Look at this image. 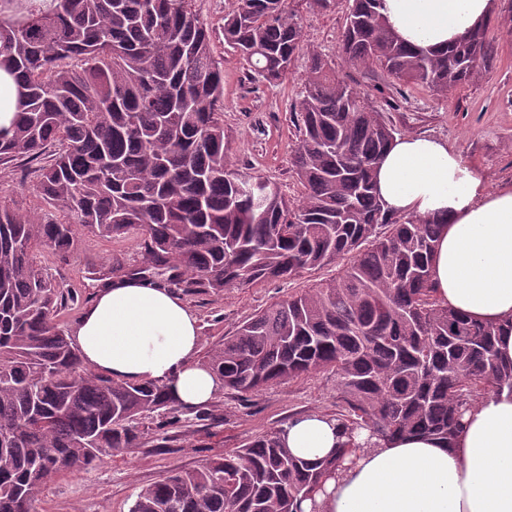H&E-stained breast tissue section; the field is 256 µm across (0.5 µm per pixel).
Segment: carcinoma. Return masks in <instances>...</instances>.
I'll return each instance as SVG.
<instances>
[{
  "mask_svg": "<svg viewBox=\"0 0 512 512\" xmlns=\"http://www.w3.org/2000/svg\"><path fill=\"white\" fill-rule=\"evenodd\" d=\"M196 0H0V68L21 89L0 130V165L38 161L40 210L0 199V512H39L49 480L181 423L158 383L87 367L54 317L77 295L33 254L66 260L80 234H138L143 265L188 293L288 279L349 258L335 278L243 321L204 356L245 400L328 373L341 441L305 461L283 429L257 435L136 493L129 512H320L317 498L363 448L401 436L452 442L484 395L512 394L502 326L439 300V217L386 206L375 169L398 132L357 84L307 53L294 104L297 203L229 169L224 73ZM338 51L446 97L491 67L488 24L444 50L403 43L381 0H346ZM302 43L288 0H231L224 44L269 83L288 78Z\"/></svg>",
  "mask_w": 512,
  "mask_h": 512,
  "instance_id": "carcinoma-1",
  "label": "carcinoma"
}]
</instances>
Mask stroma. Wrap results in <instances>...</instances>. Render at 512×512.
<instances>
[{"label": "stroma", "mask_w": 512, "mask_h": 512, "mask_svg": "<svg viewBox=\"0 0 512 512\" xmlns=\"http://www.w3.org/2000/svg\"><path fill=\"white\" fill-rule=\"evenodd\" d=\"M228 0H197L201 20L212 33V49L224 71V128L231 136L230 167L236 173L269 179L289 199L303 191L291 166L299 142L292 110L303 90L305 52L326 54L339 76L359 83L373 105L400 134H420L448 143L480 168L490 188L512 184V0H496L490 38L497 45L493 68L452 95L440 97L427 88L398 81L380 68L357 69L338 51L345 7L330 12L301 10L304 53L298 54L283 83L250 80L248 66L224 45V10ZM32 167L18 161L0 169V197L25 209L36 208ZM120 260L126 268L141 263L138 239H105L85 234L67 262L51 253L37 260L63 287L77 291V303L59 311L58 326L72 331L91 301L92 268ZM332 264L288 280L223 293L186 295L199 322L200 352H207L237 325L290 295L334 278ZM209 419L186 414L166 439L151 435L135 448L103 457L95 469L56 475L46 486L42 512H128L134 494L168 472L197 467L208 456L239 447L247 439L286 426L298 416L333 414L336 382L327 374L276 385L244 401L222 391L209 405Z\"/></svg>", "instance_id": "stroma-1"}]
</instances>
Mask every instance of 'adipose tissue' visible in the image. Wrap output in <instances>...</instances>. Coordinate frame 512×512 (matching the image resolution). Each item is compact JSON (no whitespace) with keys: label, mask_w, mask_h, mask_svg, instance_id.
Listing matches in <instances>:
<instances>
[{"label":"adipose tissue","mask_w":512,"mask_h":512,"mask_svg":"<svg viewBox=\"0 0 512 512\" xmlns=\"http://www.w3.org/2000/svg\"><path fill=\"white\" fill-rule=\"evenodd\" d=\"M494 0H384L382 13L408 45L444 47L483 24ZM377 188L389 208L446 215L433 263L437 295L478 321L512 318V185L491 189L483 173L446 143L408 135L380 160ZM84 362L115 380L157 382L190 409L223 383L196 360L198 319L152 279H115L99 288L72 330ZM453 446L405 437L365 453L320 499L323 512H512V394L489 393L463 418ZM283 438L316 461L336 446V424L311 414Z\"/></svg>","instance_id":"adipose-tissue-1"}]
</instances>
